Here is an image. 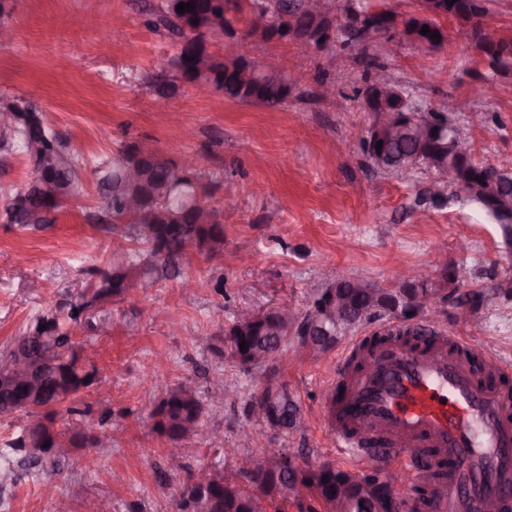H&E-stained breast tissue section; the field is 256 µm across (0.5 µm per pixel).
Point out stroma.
Segmentation results:
<instances>
[{
    "instance_id": "35a3bbf8",
    "label": "stroma",
    "mask_w": 512,
    "mask_h": 512,
    "mask_svg": "<svg viewBox=\"0 0 512 512\" xmlns=\"http://www.w3.org/2000/svg\"><path fill=\"white\" fill-rule=\"evenodd\" d=\"M5 21L13 31L0 44V104L33 101L49 127L67 140L87 167L122 144L148 141L176 165L192 163L211 186L208 206L222 210L224 253L189 250L176 275L129 289L88 315L72 336L86 348L97 383L74 402L101 435L96 447H76L58 461L0 489V512H56L57 487L71 512H172L186 480L171 473L170 455L187 470L220 469L224 451L259 457L270 444L289 449L297 464L328 463L345 470L358 462L338 455L328 437L323 401L336 372V350L281 365L301 413V426L276 434L248 425L243 408L260 386L218 357L224 330L240 309L264 312L285 304L307 306L321 271L364 277L395 288L404 266L426 268L431 280L448 268L460 292L479 291V307L446 306L440 324L448 335L512 358V299L495 295L497 280L512 275V240L471 203H434L425 192L430 173L417 167L387 174L367 160L362 140L373 116L363 105L367 74L359 58L374 55L420 108L455 100L450 118L475 160L512 170V74L498 78L495 94L474 96L487 72L472 55L462 26L448 22L445 50L425 53L398 38L394 54L379 41L346 43L337 36L326 50L268 41L251 31L249 11L214 39L212 50L239 42L241 51L269 64L291 57L294 96L278 108L198 95L174 79L158 99L153 79L176 53L179 39L158 24L161 0H10ZM333 82L336 101L317 98L321 80ZM100 205L92 178L76 198L39 230L0 223V349L36 315L77 299L85 270L102 263L119 239L111 222L91 221ZM204 288H183L182 278ZM195 381L205 397L200 432L173 442L154 428L159 388ZM223 375L233 394L209 398V380Z\"/></svg>"
}]
</instances>
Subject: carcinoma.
Wrapping results in <instances>:
<instances>
[{
  "label": "carcinoma",
  "instance_id": "cac0c4a2",
  "mask_svg": "<svg viewBox=\"0 0 512 512\" xmlns=\"http://www.w3.org/2000/svg\"><path fill=\"white\" fill-rule=\"evenodd\" d=\"M233 10L240 12L248 8L251 14H260L264 21L262 36L270 40L278 21L285 15L296 18L297 23L310 29L317 21L304 10V0H229ZM491 0H444V13L427 22L429 34L425 35L430 48L427 52L445 49L448 32L441 23L443 19L456 21L466 28L470 44L491 71L489 78L512 71V36L488 35L480 25L479 18L490 13ZM190 3L195 9L180 14L177 5ZM414 10L404 17L403 36L410 38L419 28L422 19L418 17L420 0H413ZM218 6L216 0H163L164 20L172 30L182 37L177 54L171 60V68L187 83H211L224 97L235 102L252 103L275 108L292 96L293 88L288 81L272 74L267 78H258L249 83L241 79L240 73L246 64L242 55L234 58L221 57L210 51V37L199 32L203 26L211 34H224L231 25L215 23ZM437 33L435 39L431 34ZM6 107L18 110L19 122L5 138L0 140V150L6 153L26 154V147L32 142H43L55 154L63 158L58 166L45 169L42 179L47 183L63 188L74 186L82 190L84 161L70 152L65 143L54 133L43 117V110L23 98L15 99ZM398 117L410 125L402 136L382 143L381 153L385 155L388 171L408 170L422 165L431 173L451 168L455 172L453 179L445 187L429 193V198L437 202L452 193L457 200L473 203L494 223L501 226L505 238L512 237V175L483 164L474 158L460 160L454 153L458 144L456 128L448 117L433 112L425 117L419 112L407 114L398 112ZM133 143L124 144L117 153L99 162L94 168L96 188L102 198L106 212L113 219L125 224L122 236L137 245V248L123 251L124 262L113 263L115 252H108L102 265L88 269L90 276L82 297L75 301H66L34 318L30 327L37 330L44 326L43 332L50 336L42 350L54 360L56 370L41 380L39 405L44 414L38 417L41 432L31 443L25 442L26 429H21L16 437L5 444L12 453L21 458V462L30 468L44 463L43 453L48 443L55 447L63 442L67 447L75 445L74 438L65 437L54 428L57 408L68 405L76 396L97 380L96 372L84 368L86 358L69 334V326L79 325L84 320L86 309L96 302L120 297L128 285L149 277L168 274L176 268L177 260L190 248H195L211 256L224 254V225L216 220V209L204 204L203 196L210 193L208 186L187 173H178L161 159H142L139 164L144 174V196L138 210L130 212L126 206L128 188L121 184L119 170L115 160L123 158L134 160ZM468 185L469 192L461 194L456 183ZM18 191L6 194L0 205V223L14 224L21 228H38L49 224L48 212H57L63 203L43 195L38 188L30 190L27 204L17 203ZM455 277L444 274L443 279L431 285V289L442 292L452 289L446 295L448 304L478 305L482 293L459 294L453 291ZM378 300L392 295L406 297L413 301V315L426 316L427 310L422 301L425 291L423 285L407 280L400 287L387 290L371 284ZM348 302L364 311L365 319L359 322L363 326L372 320L387 315V311L374 307L358 288H351L343 282L338 286ZM281 323L276 313L268 312L265 323L245 325L237 321L224 330V347L218 353L231 359L244 372L260 369L273 377L278 372L282 355L288 352V341L280 336ZM246 350H240V343ZM183 384L163 385L161 399L155 415L158 433L173 441L190 437L187 423H196L200 414L196 410L202 403L199 395L186 398L181 394ZM283 407L288 414V429L299 427V407L291 394L283 398ZM308 478L301 482L305 493L292 496L287 488L295 485L294 474L284 471L279 475L280 492L270 493L261 477V473L252 472L241 475L240 480L213 481V495L219 503L228 508V512H374L377 507H385L389 498V488L383 472H358L322 466L307 470Z\"/></svg>",
  "mask_w": 512,
  "mask_h": 512
}]
</instances>
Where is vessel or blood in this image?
Returning <instances> with one entry per match:
<instances>
[{"label": "vessel or blood", "mask_w": 512, "mask_h": 512, "mask_svg": "<svg viewBox=\"0 0 512 512\" xmlns=\"http://www.w3.org/2000/svg\"><path fill=\"white\" fill-rule=\"evenodd\" d=\"M467 350L439 330L425 348L377 345L364 372L338 360L326 424L339 454L367 464L397 460L412 484L422 482L424 461L447 463L424 512H483L490 500L512 512V388L495 381L512 373V360L491 358L482 378Z\"/></svg>", "instance_id": "1"}]
</instances>
